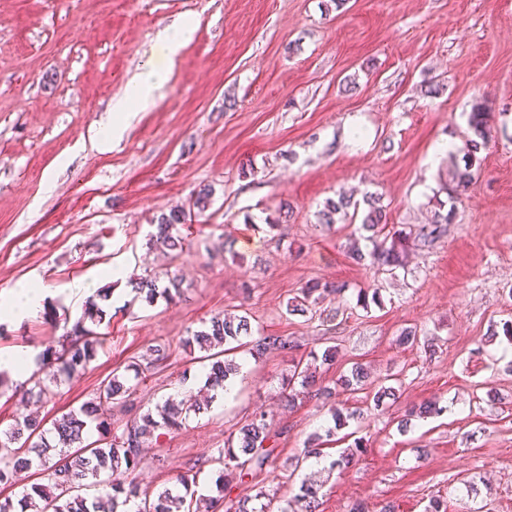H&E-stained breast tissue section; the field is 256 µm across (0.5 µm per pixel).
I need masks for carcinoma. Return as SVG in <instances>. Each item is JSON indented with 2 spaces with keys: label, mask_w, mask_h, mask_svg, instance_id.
<instances>
[{
  "label": "carcinoma",
  "mask_w": 512,
  "mask_h": 512,
  "mask_svg": "<svg viewBox=\"0 0 512 512\" xmlns=\"http://www.w3.org/2000/svg\"><path fill=\"white\" fill-rule=\"evenodd\" d=\"M491 112L488 101L479 99L468 114L469 135L463 147V163L452 162L448 166V179L442 184L452 206L447 208L443 201H438L431 223L413 231L404 224L390 223L380 198L373 194L367 196L364 199L367 213L362 222L348 224L352 241L350 256L354 261L366 263L377 272L392 274L405 266L410 241H416L421 248H429L447 232V225L455 218L453 203L478 178L483 161L480 152L493 138ZM352 207H357L352 196L339 192L336 197L327 199L317 212L318 223L330 227L338 217L345 220ZM185 218L181 211L161 216L151 238L170 251H183L184 239L173 235V229L184 223ZM361 239L371 243L370 250L365 252L359 247ZM133 289L136 297L149 305L160 298L170 302L180 293L177 287L159 286L158 279L151 275L140 278ZM346 291L343 284L309 282L287 300L286 312L315 316L324 294L334 293L343 298ZM103 319L105 311L95 303L89 304L82 318L59 339V346L49 343L34 358V363L41 368L48 361L56 365L53 384L82 374L97 351L104 347L107 337L86 325L89 321L98 327ZM185 345H195L205 352L203 359L208 364L204 365L202 389L218 393L224 391L225 381L241 371V364L234 357L235 350L245 347L251 358L259 361L274 350L294 348L296 341L290 336L255 331L248 316L236 315L212 319L206 329L193 334ZM337 354L335 345L325 347L320 354L312 351L311 362L299 361L292 365L282 381L281 395L288 408L317 396L328 406L333 422L325 435L312 438V446L304 449L303 456L297 459L299 464L310 457L326 456L325 440L334 437L336 429L348 421L362 418L357 411L345 415L332 403L336 389L363 393L376 409L384 405V399L396 396V388L384 384L388 377L373 376L359 362L339 374L335 388L318 385L313 364L319 361L332 366ZM150 356L145 364L132 360L124 367V372L113 371L92 399L55 417L49 428L37 414L15 418L6 425L0 421V485H15L25 480L30 472L37 474L30 484L23 485L21 497L0 499V512H118L129 501L135 503V512H211L219 502L224 504V512H269L265 506L258 511L251 506L253 501L262 498L273 501L284 487L281 483L270 492L262 489L255 492L251 485L250 476L265 469L275 458L276 439L263 413L246 419L237 432L224 441V447L217 449L215 461L223 468L208 495L199 492L198 475L188 470L178 473L171 486L158 492L141 488L131 478L143 461L144 449L153 439L178 431L190 414L197 415L208 409V402L189 393L179 400L169 397L155 409L140 412L134 406L138 380L149 366L169 357L167 346H154ZM19 387L23 388V395L37 403L43 402L48 392V385L38 371ZM114 408L126 416L119 426L112 422ZM442 411L438 402H426L409 411L407 418L398 423L399 430L406 431L412 417L424 418ZM91 429L97 431L98 438L88 443L86 434ZM362 448L363 438L354 439L353 444L330 461L329 471L347 469ZM88 484L101 487V495L92 499L82 495L81 490ZM322 489L323 483L310 479L302 481L296 493L288 488L290 496L285 499L286 507L279 512H321Z\"/></svg>",
  "instance_id": "obj_1"
}]
</instances>
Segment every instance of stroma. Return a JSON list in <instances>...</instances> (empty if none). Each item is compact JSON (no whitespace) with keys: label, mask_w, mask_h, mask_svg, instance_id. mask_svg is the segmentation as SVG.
Here are the masks:
<instances>
[{"label":"stroma","mask_w":512,"mask_h":512,"mask_svg":"<svg viewBox=\"0 0 512 512\" xmlns=\"http://www.w3.org/2000/svg\"><path fill=\"white\" fill-rule=\"evenodd\" d=\"M182 22L192 37L168 58L155 43ZM150 63L170 70L153 106L99 146L113 102ZM481 97L495 137L447 233L411 248L395 275L355 264L348 230L317 222L326 198L372 192L391 223H426L446 197L449 158L435 148L463 146ZM282 206L290 217L270 230ZM173 210L186 213L178 232L190 244L176 258L149 240ZM109 267L125 277H106ZM147 274L177 278L180 297L135 300L132 282ZM83 279L94 289L74 290ZM311 280L348 284L337 326L287 314ZM376 281L382 302L363 310L357 291ZM22 285L42 289V310L21 322L0 314V354H38L92 300L108 321L84 374L51 386L48 420L158 344L171 355L140 381L139 404L200 386L202 364L182 341L216 315L246 313L296 341L260 361L238 352L236 394L160 437L141 486L171 485L193 465L207 486L217 448L263 409L278 458L254 483L275 487L327 418L313 401L284 409L282 380L330 336L339 355L323 378L359 362L402 387L379 411L348 396L364 411L367 447L344 474L303 469L326 482L322 512H425L435 496L448 512H512V350L488 335L512 320V0H0V302ZM406 327L432 338V351L399 346ZM429 399L441 414L398 431L406 408Z\"/></svg>","instance_id":"35a3bbf8"}]
</instances>
